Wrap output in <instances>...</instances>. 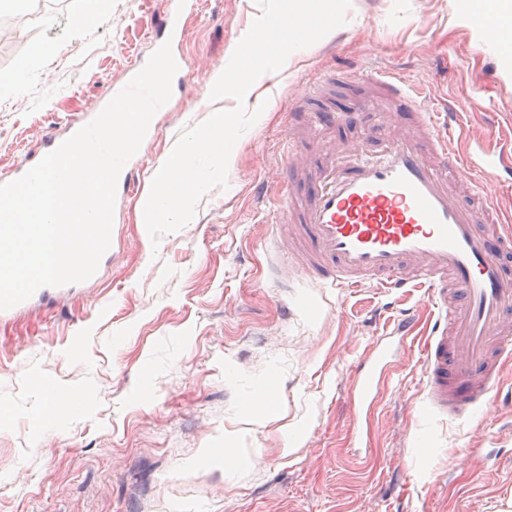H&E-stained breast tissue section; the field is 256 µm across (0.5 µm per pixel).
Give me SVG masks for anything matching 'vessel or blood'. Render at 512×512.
<instances>
[{"mask_svg": "<svg viewBox=\"0 0 512 512\" xmlns=\"http://www.w3.org/2000/svg\"><path fill=\"white\" fill-rule=\"evenodd\" d=\"M193 6L194 0H170L154 46L168 41L180 49ZM457 19L469 50L491 46L492 34L468 14ZM339 85L359 90L350 108L323 110V99ZM378 105L392 120L339 145L325 142V163L300 149L298 119L320 132L356 124ZM288 112V163L259 190L263 198L281 197L274 213L276 279L348 291L424 289L435 308L420 357L424 415L462 422L479 411L512 407V390L502 389L512 364V211L497 195L512 185V149L490 136L454 148L432 94L394 72L331 70L318 84L297 88ZM139 172L138 158H131L117 197L137 194ZM69 291L42 287L32 300L0 311V321ZM413 328L412 315H403L372 339L357 363L348 389L356 455L372 446V414L406 357Z\"/></svg>", "mask_w": 512, "mask_h": 512, "instance_id": "obj_1", "label": "vessel or blood"}]
</instances>
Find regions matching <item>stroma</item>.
Wrapping results in <instances>:
<instances>
[{"label": "stroma", "mask_w": 512, "mask_h": 512, "mask_svg": "<svg viewBox=\"0 0 512 512\" xmlns=\"http://www.w3.org/2000/svg\"><path fill=\"white\" fill-rule=\"evenodd\" d=\"M27 0L5 14L0 78L39 47L0 112V174L38 151L67 117L103 102L149 50L168 0ZM462 0H352L335 53L293 52L248 95L260 117L238 140L227 190H212L185 228L152 246L142 203L121 207L117 252L60 301L0 323V512H512V410L431 425L419 416V344L372 418L367 458L348 446L347 386L356 361L421 293L389 298L295 281L271 287L273 200L260 182L288 158V96L347 64L407 74L458 100L466 137L512 141V99L490 103V64L466 53ZM261 9L197 0L182 51L184 95L158 114L143 157L161 167L181 132L207 117L215 75ZM273 107H263L266 90ZM289 314H282V307ZM498 452L490 466L467 449Z\"/></svg>", "instance_id": "obj_1"}]
</instances>
